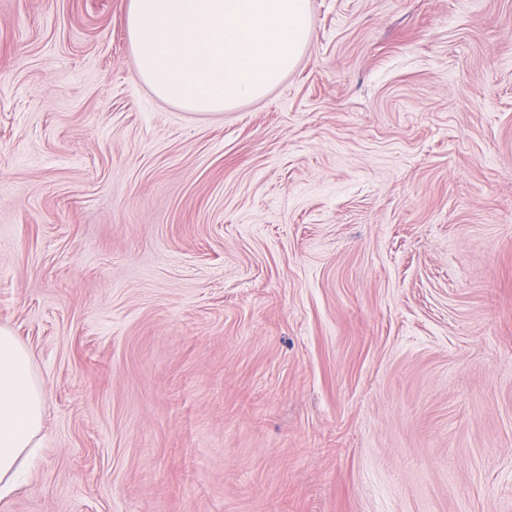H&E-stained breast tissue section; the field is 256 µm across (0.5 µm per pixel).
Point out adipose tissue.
<instances>
[{"label": "adipose tissue", "instance_id": "1", "mask_svg": "<svg viewBox=\"0 0 512 512\" xmlns=\"http://www.w3.org/2000/svg\"><path fill=\"white\" fill-rule=\"evenodd\" d=\"M43 419L44 389L29 352L0 326V499L17 489L21 463L40 445Z\"/></svg>", "mask_w": 512, "mask_h": 512}]
</instances>
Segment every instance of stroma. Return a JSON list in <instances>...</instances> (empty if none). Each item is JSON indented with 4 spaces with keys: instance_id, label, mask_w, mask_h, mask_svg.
Masks as SVG:
<instances>
[{
    "instance_id": "obj_1",
    "label": "stroma",
    "mask_w": 512,
    "mask_h": 512,
    "mask_svg": "<svg viewBox=\"0 0 512 512\" xmlns=\"http://www.w3.org/2000/svg\"><path fill=\"white\" fill-rule=\"evenodd\" d=\"M128 0H0V512H512V0H311L221 114ZM44 389L28 350L0 326V499L18 487L23 460L40 447Z\"/></svg>"
}]
</instances>
